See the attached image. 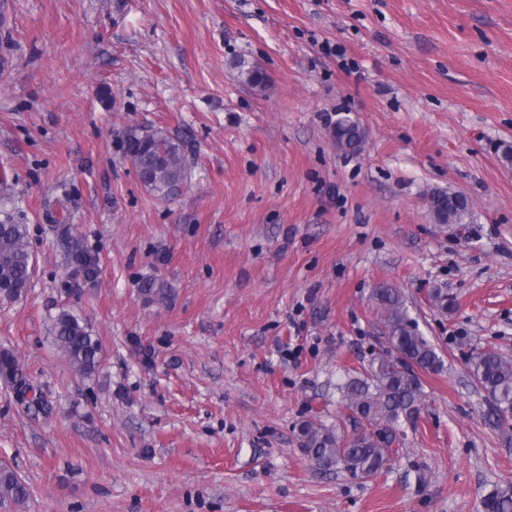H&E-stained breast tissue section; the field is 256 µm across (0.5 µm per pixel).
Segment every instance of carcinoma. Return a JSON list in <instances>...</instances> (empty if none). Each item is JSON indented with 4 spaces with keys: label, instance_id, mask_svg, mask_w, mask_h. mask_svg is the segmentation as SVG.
Here are the masks:
<instances>
[{
    "label": "carcinoma",
    "instance_id": "1",
    "mask_svg": "<svg viewBox=\"0 0 512 512\" xmlns=\"http://www.w3.org/2000/svg\"><path fill=\"white\" fill-rule=\"evenodd\" d=\"M244 83L258 87L266 74L256 63L236 64ZM333 138L351 149L361 147L357 124L338 119ZM123 149L136 169L140 182L161 200L181 194L190 178L179 142L159 130L139 125L123 134ZM430 208L439 223L465 224L470 216L467 201L457 193H436ZM27 227L10 219L0 220V296L22 297L29 288L35 265L28 244ZM372 297L380 313L385 348L374 356L364 378H354L340 387L349 415L334 424L305 421L299 427L301 447L318 469H342L354 478L380 475L398 455L403 444L402 424L415 422L425 402L418 371H439L443 360L434 345L422 335L406 308L399 289L381 284ZM55 341L73 367L92 374L101 358L98 339L79 318L61 313L54 325ZM475 384L487 394L488 420L502 433L512 429V358L494 350L473 352L467 359ZM0 378L21 393L23 382L17 360L8 350L0 351ZM28 495L26 484L8 466L0 465V499L21 502ZM485 512H512V484L496 483L484 496Z\"/></svg>",
    "mask_w": 512,
    "mask_h": 512
}]
</instances>
